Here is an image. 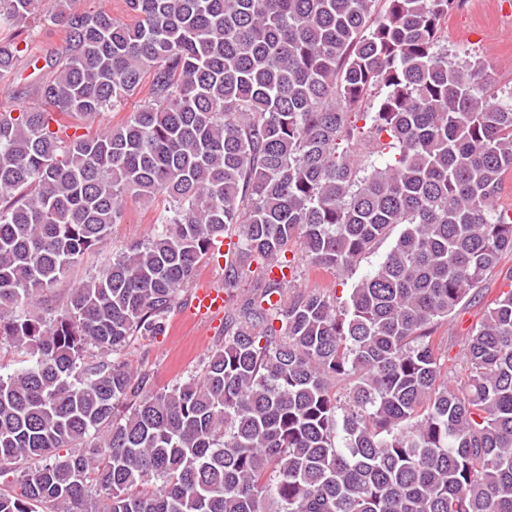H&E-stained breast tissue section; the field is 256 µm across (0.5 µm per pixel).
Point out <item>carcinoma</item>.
Returning <instances> with one entry per match:
<instances>
[{
  "label": "carcinoma",
  "instance_id": "carcinoma-1",
  "mask_svg": "<svg viewBox=\"0 0 512 512\" xmlns=\"http://www.w3.org/2000/svg\"><path fill=\"white\" fill-rule=\"evenodd\" d=\"M76 2L0 0V77L25 49L35 71L0 112V337L32 356L0 373V463L29 466L0 512H512V268L456 386L436 335L512 252V92L448 59L463 0H124L131 23ZM41 16L62 49L20 46ZM364 138L393 153L361 163ZM129 200L157 231L36 307ZM399 224L346 302L272 303L288 243L344 272ZM206 257L226 297L253 264L263 288L156 390L113 356L165 332ZM143 96L144 93L133 96L127 101L126 105L120 111L105 112L104 114L94 119L86 120L83 123L90 130L94 131L110 128L112 125H116L117 123L123 121L130 112H133L134 108H136Z\"/></svg>",
  "mask_w": 512,
  "mask_h": 512
}]
</instances>
